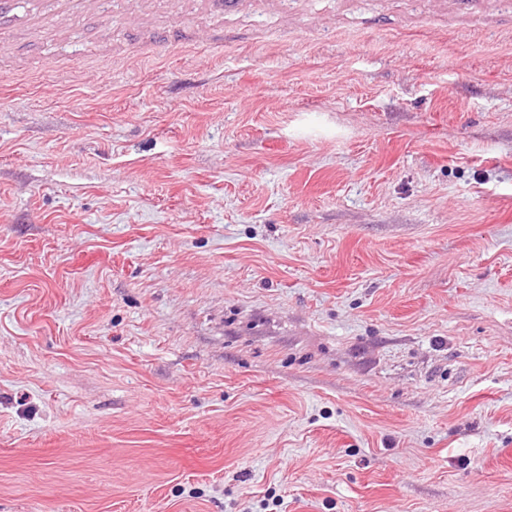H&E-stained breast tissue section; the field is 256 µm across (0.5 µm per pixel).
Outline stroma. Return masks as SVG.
Here are the masks:
<instances>
[{
  "instance_id": "35a3bbf8",
  "label": "stroma",
  "mask_w": 512,
  "mask_h": 512,
  "mask_svg": "<svg viewBox=\"0 0 512 512\" xmlns=\"http://www.w3.org/2000/svg\"><path fill=\"white\" fill-rule=\"evenodd\" d=\"M59 26L0 49V512H512V0Z\"/></svg>"
}]
</instances>
